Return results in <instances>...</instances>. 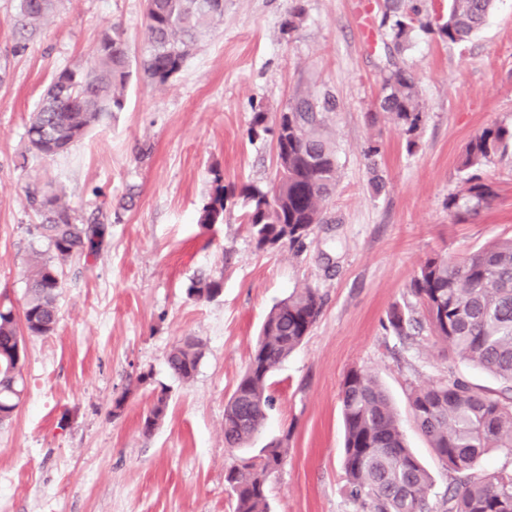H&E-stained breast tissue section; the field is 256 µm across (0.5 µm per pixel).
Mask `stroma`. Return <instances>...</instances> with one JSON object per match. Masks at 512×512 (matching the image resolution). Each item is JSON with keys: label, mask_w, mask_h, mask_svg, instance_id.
Returning a JSON list of instances; mask_svg holds the SVG:
<instances>
[{"label": "stroma", "mask_w": 512, "mask_h": 512, "mask_svg": "<svg viewBox=\"0 0 512 512\" xmlns=\"http://www.w3.org/2000/svg\"><path fill=\"white\" fill-rule=\"evenodd\" d=\"M302 3L305 16L288 33L291 0H224L223 22L166 86L132 74L124 111L68 153L35 159L26 125L52 76L89 66L107 30H121L139 53L149 41L144 2L61 0L44 25L23 31L17 0H0V307L21 308L30 264L53 256L36 235L31 193L57 189L77 223L108 227L97 253L60 261L55 331L25 339L23 399L0 427V512H233L226 471L275 439L288 456L268 483L270 512H360L348 495L340 406L353 368L385 386L440 508L456 474L415 427L409 394L452 369L484 390L499 384L452 361L429 329L400 339L387 315L396 306L423 318L409 283L427 258L457 262L512 236V150L479 169L495 196L477 215L448 210L449 197L465 193L469 140L512 125V0H496L466 42L418 28L394 56L414 75L424 113L410 138L373 109L392 57L382 0H370L366 24L357 0ZM300 89L338 102L324 129L338 184L301 250L260 251L234 195L275 178L271 135H249L253 110L278 112ZM372 144L380 152L371 160ZM217 173L233 195L223 219L203 225ZM206 279L221 280V293L190 296ZM305 286L322 295V313L272 375L259 434L248 448H227L224 404L262 322ZM186 336L202 341L203 356L183 381L167 355ZM163 386L167 414L143 434Z\"/></svg>", "instance_id": "stroma-1"}]
</instances>
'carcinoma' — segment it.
Masks as SVG:
<instances>
[{"mask_svg": "<svg viewBox=\"0 0 512 512\" xmlns=\"http://www.w3.org/2000/svg\"><path fill=\"white\" fill-rule=\"evenodd\" d=\"M493 0H448V14L436 23L422 22L421 8L409 0H384L381 25L396 51L403 49L415 28L458 44L480 28ZM58 0H18L22 27L37 29L53 14ZM304 15L301 0H293L282 27L295 30ZM224 17V0H146L150 41L140 60L131 59L123 33L102 34L94 61L85 69L60 70L31 113L26 130L28 150L36 157L62 155L100 123L121 112L125 90L137 66L151 84L163 86L182 69L196 49L199 37ZM336 109L330 94L319 98L298 91L279 111L269 115L254 109L250 133L270 134L279 157L276 179L263 190L246 184L239 190L245 221L256 248L301 247L313 227L326 222L325 209L336 190V150L323 133L325 113ZM378 109L391 115L411 136L423 121L419 90L413 75L389 61L382 78ZM512 126L487 129L465 148L460 170L466 195L448 198V208L460 201L489 202L494 192L471 170L508 147ZM209 201L198 223L213 224L224 214L226 189L216 173ZM44 220L36 225L55 256L65 260L96 253L106 225L77 224L55 195L30 196ZM62 288L57 265L36 263L27 276L22 315L0 307V425L18 408L24 383L23 336H48L59 320L57 298ZM409 288L426 308L432 332L460 360L493 374L496 391H484L468 381L448 376L427 388L414 390L410 407L417 428L432 448L458 474L448 489L445 512H512V472H480L483 457L495 450L512 458V238L497 239L450 265L440 257L427 259ZM222 291V281L209 280L190 288L195 297L211 298ZM319 292L304 287L277 303L267 314L246 369L224 406V443L245 447L261 430L273 399L271 375L309 335L321 314ZM389 326L398 336L410 335L416 319L395 307ZM202 357L201 342L187 336L172 346L168 366L182 380L192 379ZM344 423V467L350 497L366 512H430L432 480L407 448L396 412L382 385L371 372L351 369L341 388ZM169 392L161 388L142 421V432L152 433L166 415ZM288 448L273 441L259 460L247 459L225 476L234 500L233 512H268L270 470H279Z\"/></svg>", "mask_w": 512, "mask_h": 512, "instance_id": "carcinoma-1", "label": "carcinoma"}]
</instances>
